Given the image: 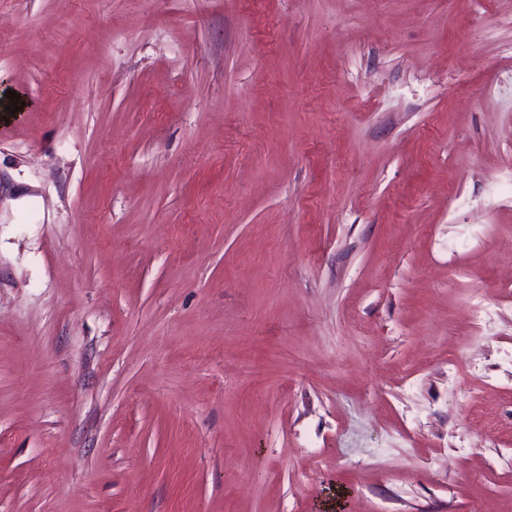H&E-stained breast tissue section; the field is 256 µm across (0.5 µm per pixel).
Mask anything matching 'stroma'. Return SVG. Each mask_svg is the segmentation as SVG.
Listing matches in <instances>:
<instances>
[{
  "instance_id": "stroma-1",
  "label": "stroma",
  "mask_w": 512,
  "mask_h": 512,
  "mask_svg": "<svg viewBox=\"0 0 512 512\" xmlns=\"http://www.w3.org/2000/svg\"><path fill=\"white\" fill-rule=\"evenodd\" d=\"M9 90L0 512H512V0H0Z\"/></svg>"
}]
</instances>
